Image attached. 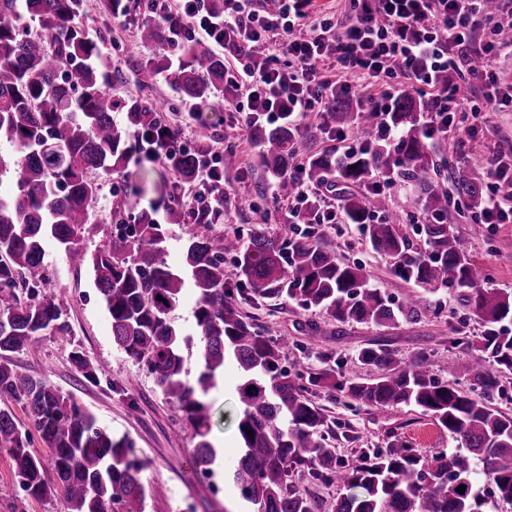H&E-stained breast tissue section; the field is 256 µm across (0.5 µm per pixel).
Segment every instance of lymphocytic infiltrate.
<instances>
[{
  "mask_svg": "<svg viewBox=\"0 0 512 512\" xmlns=\"http://www.w3.org/2000/svg\"><path fill=\"white\" fill-rule=\"evenodd\" d=\"M149 14L165 20L170 0H146ZM181 32L203 34L222 45L223 34L234 29L239 41L230 53L233 65L224 70V84L235 100L224 103L228 112L245 111L246 123L263 119L275 123L282 117L298 118L318 111L335 90L350 92L348 75L357 76L368 91V104L378 122L379 138L394 137L386 116L394 101L410 89L427 95L433 135L447 133L457 112L466 110L456 87L438 83V73L461 70L463 78H476L486 90V104L468 108L472 115L464 132L475 136L483 126L484 112L512 107V83L501 80L490 63L512 57V39L491 36L476 41L478 29L493 25L496 13L488 0H350V23L335 15L314 11L312 0H274L272 9L258 8L256 0H224V14L207 9V0H180ZM262 44L263 63H255L248 48ZM481 56L487 68L474 74L467 70L470 56ZM317 199L316 221L333 224L339 206L327 184L300 181L288 208L299 212ZM480 224L512 223V163L495 158L489 163L487 205L476 218Z\"/></svg>",
  "mask_w": 512,
  "mask_h": 512,
  "instance_id": "lymphocytic-infiltrate-1",
  "label": "lymphocytic infiltrate"
}]
</instances>
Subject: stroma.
Masks as SVG:
<instances>
[{
	"label": "stroma",
	"instance_id": "obj_1",
	"mask_svg": "<svg viewBox=\"0 0 512 512\" xmlns=\"http://www.w3.org/2000/svg\"><path fill=\"white\" fill-rule=\"evenodd\" d=\"M101 0H84L81 28L100 31L106 46L112 47V81L106 96L112 105V118L126 125V103L138 92L137 66L152 55L150 45L141 42L138 28L122 19L105 15ZM149 97L164 103L165 119L179 127V144L192 151L196 148L195 131L198 120L207 121L213 134L210 147L224 151L234 147L239 156L236 168L225 170L224 183L229 196L224 203V230L248 239L254 225H266L269 233L289 239L305 230V220L288 213L286 199L280 198L272 176L259 164L258 148L240 124V115L224 109L223 96H216L197 107L183 103L165 81H158L148 92ZM491 123L478 136L470 138L449 131L447 136L433 138L437 168L431 177L447 183L449 173L467 174L488 180V160L493 155L512 151V112H494ZM326 113L310 112L302 119L296 153L299 160L329 149L346 150L348 142H368L370 128H346L347 142L331 140L334 130ZM151 181L173 184L172 172L160 161L137 151L126 174L116 179L96 176L99 186L91 203L90 218L100 224L98 242L88 243L95 251L97 243L107 242L114 230L112 208L117 199H126L136 208L152 202V195H136L132 185L141 174ZM400 227L412 250L425 253L432 247L417 220L423 212L411 186L392 179L391 194ZM448 212L455 220L454 229L463 242L470 259L483 268L485 288L512 294V224H476L471 212L460 207L456 196L448 198ZM317 242L335 248L339 258L364 267L370 287L379 289L393 304L404 303L409 297H426L430 305L413 322H399L390 328L373 324H339L329 320L325 311L303 307L285 298L267 299L259 305H246L267 336L289 339L284 364L289 371L300 365L315 368H342L349 373H361L358 353L378 344L396 351L405 359L427 356L439 378L453 381L462 378L467 365L480 354L483 324L468 307L461 304L459 291L448 285H421L399 277L392 259L375 252L358 225L322 224ZM47 288L62 292L66 297V320L70 326L67 340L52 336L40 341L14 357L15 362L36 378L72 396L89 409L115 436H128L137 452L149 465L141 474L146 489L145 512H241L243 505L223 475L214 481L189 477L188 460L195 446L193 430L173 404L159 391L154 377L112 343L111 319L96 290L88 268L71 264L65 252L54 243H47ZM322 326L323 359H307L306 347L310 325ZM81 350L96 365L107 367L98 382L82 380L71 363L73 350ZM456 356L455 370H447L448 356ZM239 371L226 364L217 390L210 395L213 406L211 439L224 454V467H231L239 456L236 430L235 387ZM328 416L326 432L330 447L338 456L350 460L357 448H382L390 438L407 441L418 452L431 456L438 452H453L454 441L433 422L428 413L415 406H398L384 412L367 407H347L324 391L313 395ZM12 462L7 452L0 451V512H69L62 491H54L36 500L14 489Z\"/></svg>",
	"mask_w": 512,
	"mask_h": 512
}]
</instances>
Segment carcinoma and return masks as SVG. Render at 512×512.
<instances>
[{"instance_id":"obj_1","label":"carcinoma","mask_w":512,"mask_h":512,"mask_svg":"<svg viewBox=\"0 0 512 512\" xmlns=\"http://www.w3.org/2000/svg\"><path fill=\"white\" fill-rule=\"evenodd\" d=\"M82 14L83 0H0V143L18 149L8 161L0 156V181L7 178L14 187L12 197L0 198V450L9 454L20 488L35 499L50 491L45 461L32 448L36 435L50 449L70 512H144L140 474L148 461L137 455L132 440L114 436L71 396L11 360L48 333L69 336L64 296L32 294L47 280L45 242L52 240L73 264L90 269L112 320L113 343L154 375L162 394L192 427L197 472H211L219 455L210 441L212 407L205 397L217 386L225 362L237 363L241 446L229 477L257 512H314L309 495L287 487L294 466H307L314 480L346 490L334 512H486L478 473L493 496L511 504L512 414L492 407L491 396L502 376L512 373V333L501 328L512 320V296L481 287L485 273L471 263L453 231L448 192L429 178L433 146L426 126L419 124L429 101L409 92L392 105L389 123L402 132L394 142L369 143L359 153H323L300 165L295 163L298 130L288 119L274 126L259 121L250 135L260 165L277 181L281 195L295 193L290 173L297 165L312 183L334 176L344 189L346 219L361 225L374 250L400 262L401 276L461 289V301L486 327L482 355L466 367L467 385L439 381L424 355L404 360L382 346L359 353L360 365L372 372L368 377L309 365L292 374L283 365L288 339L264 335L240 302L289 298L323 309L342 324L387 326L417 320L424 301L417 297L393 306L369 287L361 266L341 261L310 233L281 241L256 224L244 242L216 229L224 223L223 201L184 212L180 190L197 183L199 155L208 150L212 133L207 125L199 127L193 152L176 147L179 128L165 123L162 108L142 92L163 79L183 101L222 94L224 55L186 40L175 59L164 28L149 21L138 28L154 54L137 68L141 95L127 104V119L139 142L163 139L170 146L166 164L174 186L162 215L153 203L140 211L117 204L112 241L88 252L86 243L101 232L89 219L98 184L88 174H124L132 146L129 130L113 123L105 98L112 59L103 51L102 37L80 30ZM324 108L338 126L375 120L373 109L357 97L329 95ZM393 174L416 185L422 211L435 218L424 227L433 248L430 261L410 253L388 197L351 191ZM450 179L470 211L484 208L481 179L456 174ZM374 212L384 220L370 221ZM186 218L192 227L183 244V268L175 270L164 259L167 225ZM227 254L235 256L242 275L236 282L224 274ZM187 287L196 294L200 370L193 380L183 355L190 344L169 319ZM71 360L91 382L103 373L79 351ZM317 389L381 411L420 407L458 447L429 458L395 439L384 449L358 448L345 463L326 446L327 417L308 397ZM15 404L25 411L29 428L16 420ZM461 484L462 494L457 492Z\"/></svg>"}]
</instances>
